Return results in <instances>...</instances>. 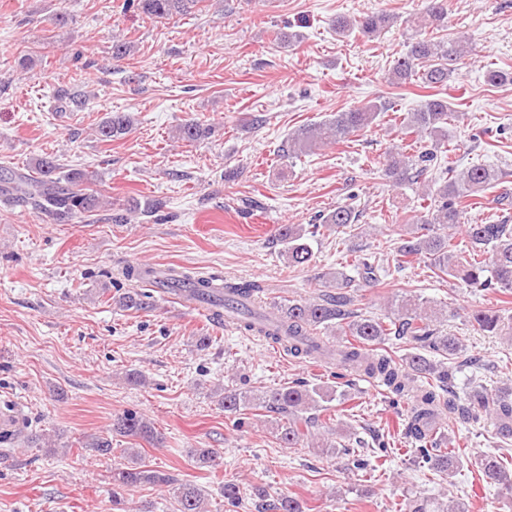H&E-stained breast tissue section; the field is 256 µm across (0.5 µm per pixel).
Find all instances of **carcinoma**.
Wrapping results in <instances>:
<instances>
[{
  "label": "carcinoma",
  "instance_id": "1",
  "mask_svg": "<svg viewBox=\"0 0 512 512\" xmlns=\"http://www.w3.org/2000/svg\"><path fill=\"white\" fill-rule=\"evenodd\" d=\"M202 0H137V7L145 17L160 22L176 15H187ZM445 0H426L419 27L439 29L447 19ZM390 22L385 13L368 14L356 21L344 16L331 20L336 35L347 37L358 32L373 37ZM466 53L465 41L451 39L434 41L418 34L407 42L406 52L395 60L390 79L396 84L412 81L424 88L448 85L456 71V63ZM391 104L373 101L330 118L306 125L289 136L284 157L300 159L314 153L318 147L346 141L354 132L373 125L387 116ZM454 116L451 102L446 98L425 101L420 108L403 113L399 126L408 134L431 138V148L420 151L413 158L401 152L391 155L386 174L400 185L404 182L437 184L435 189L423 192L430 199L417 223L420 231L402 239L396 250V265L421 260L428 264L437 277L452 276L467 287L479 291L497 290L512 294V224H470L467 233L472 257L461 258L452 244V230L461 224L463 214L474 205L473 199L495 187L501 177L492 167L476 164L458 169L454 162L440 168L438 154L448 148V121ZM132 126V119L125 112H113L97 125L96 134L102 141H113L125 135ZM208 134V128L198 121H188L179 128L182 140L194 143ZM97 173L87 169H73L61 175L58 164L51 157H40L32 166V173H19L0 180V202L5 206L22 204L53 216L60 223L83 219L89 213L111 205L90 189ZM159 200L133 202L124 212L112 216L117 224H128L137 215L153 216L161 211ZM355 213L348 205H338L320 217V223L338 228H354ZM314 231L299 224H283L278 238L285 245L288 265L305 266L313 257L309 239ZM167 289L189 295L209 306L212 318L224 316V301L231 300L242 307L238 323L247 332L266 338L295 358L320 359L335 355L336 376L347 374L376 380L386 391L411 403V416L405 428V437L414 448L411 452L420 462L438 476L450 477L461 466L462 457L447 446L446 437L435 432V418L443 409L458 410L474 424L493 422L495 436L502 444L512 442V386L505 384L490 392L473 377L463 396L452 390L456 371V358L462 350L459 339L450 336L434 324L435 309L404 297L394 303L383 319L361 317L350 309L351 296L345 292L324 294L314 301H293L284 306V316L274 324L258 318L249 308L256 286L249 282H217L212 277H197L181 272L166 280ZM150 294L133 288L119 298L126 310L145 311L152 307ZM471 326L480 333H494L512 337V325L495 311H477L469 317ZM343 337L346 343L331 352L322 344L318 331ZM411 343L415 351L398 362L386 354L374 352V347L387 340ZM338 399L345 401V392L311 385L298 380L286 387L274 388L256 397L242 387H224L220 405L224 411L236 414L251 408L262 407L278 415L280 439L290 448L303 447L308 440V427L316 422L314 413L327 410V403ZM112 432L120 436L146 441L161 440L151 422L136 412H126L112 423ZM84 447L104 456L112 454V438L94 436ZM325 455L343 453L353 457L357 467L370 466L368 459L350 448H338L329 441L322 444ZM131 465L118 468L112 474L113 484L129 488L142 483L170 485L168 475L146 468L138 459V452L127 451ZM195 462L201 467L217 469L223 466V457L215 448H196ZM474 465L482 475L505 487L512 486V468L508 458L487 454L478 457ZM177 512H208L201 490L192 485L175 488ZM262 498L258 512H305L303 502L296 497L267 499V494L257 490ZM412 512H467L459 504L436 498L418 499Z\"/></svg>",
  "mask_w": 512,
  "mask_h": 512
}]
</instances>
